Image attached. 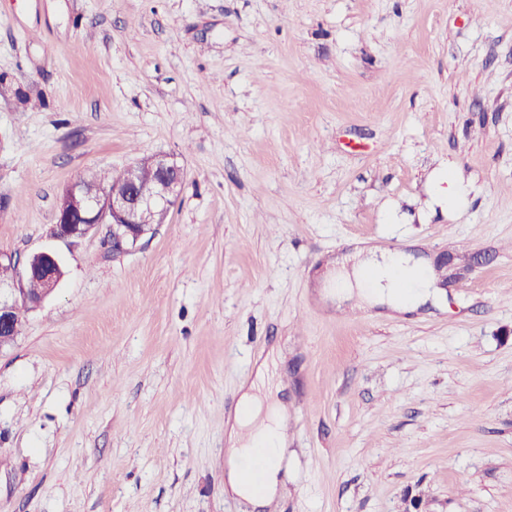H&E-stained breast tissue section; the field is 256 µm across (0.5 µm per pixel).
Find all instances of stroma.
Listing matches in <instances>:
<instances>
[{"instance_id":"obj_1","label":"stroma","mask_w":512,"mask_h":512,"mask_svg":"<svg viewBox=\"0 0 512 512\" xmlns=\"http://www.w3.org/2000/svg\"><path fill=\"white\" fill-rule=\"evenodd\" d=\"M157 153L184 184L135 247L50 237L86 170ZM355 241L416 244L444 308L320 302ZM44 249L0 512H243L224 427L272 350L277 512H512V0H0V253ZM442 182L447 183V187L438 186L437 194L442 198H447L448 209H461L467 204V186L462 180L455 179L448 174V178Z\"/></svg>"}]
</instances>
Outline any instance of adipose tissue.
I'll return each instance as SVG.
<instances>
[{"instance_id": "1", "label": "adipose tissue", "mask_w": 512, "mask_h": 512, "mask_svg": "<svg viewBox=\"0 0 512 512\" xmlns=\"http://www.w3.org/2000/svg\"><path fill=\"white\" fill-rule=\"evenodd\" d=\"M437 282L431 259L407 250L365 246L338 258L321 275L320 298L340 306L353 300L361 308L404 314L427 304H443L445 293ZM275 361V356H267L258 363L254 379L243 383L233 420L225 430L231 454L224 468V489L256 512L274 508L278 475L288 456V406L261 393Z\"/></svg>"}]
</instances>
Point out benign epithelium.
<instances>
[{
    "mask_svg": "<svg viewBox=\"0 0 512 512\" xmlns=\"http://www.w3.org/2000/svg\"><path fill=\"white\" fill-rule=\"evenodd\" d=\"M151 166L155 177L149 182L141 178V168ZM183 169L169 155L155 154L135 160L126 168L124 182L115 185L89 184L78 178L61 195L50 236L74 244L90 235L99 225L111 226L112 250L133 247L153 226L163 222L168 208L180 193ZM39 278L43 282L38 294L31 295L25 284ZM64 278L58 255L49 250L28 257L16 287H0V349L15 342L20 332L16 317L19 304L28 309L40 307Z\"/></svg>",
    "mask_w": 512,
    "mask_h": 512,
    "instance_id": "7a95c632",
    "label": "benign epithelium"
}]
</instances>
